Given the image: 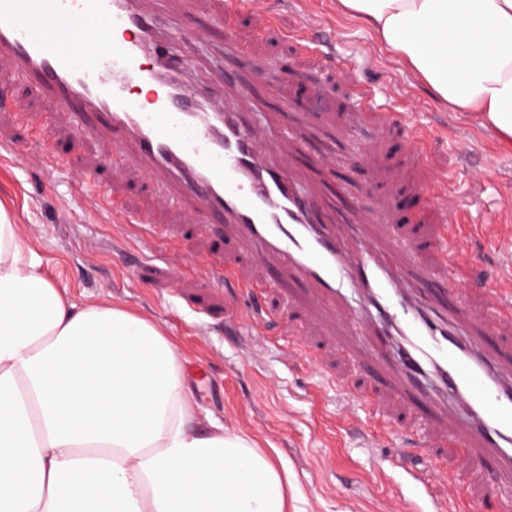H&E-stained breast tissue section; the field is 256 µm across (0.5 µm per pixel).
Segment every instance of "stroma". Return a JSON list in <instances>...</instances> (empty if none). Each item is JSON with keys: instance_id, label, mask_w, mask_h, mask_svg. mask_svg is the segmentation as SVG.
Returning <instances> with one entry per match:
<instances>
[{"instance_id": "35a3bbf8", "label": "stroma", "mask_w": 512, "mask_h": 512, "mask_svg": "<svg viewBox=\"0 0 512 512\" xmlns=\"http://www.w3.org/2000/svg\"><path fill=\"white\" fill-rule=\"evenodd\" d=\"M207 2L196 0L189 13L173 4L166 10L170 23L204 37L203 43L182 46L184 56L203 65L198 82L217 94L225 73H235L269 124L292 129L297 143L308 145L307 153L287 151L288 157L293 172L306 177L324 202L335 203L341 190L352 202L385 203L397 234L430 260L432 226L417 220L432 209L422 183L454 171L451 192L468 206L460 233L468 240L469 260L483 274L479 281L464 277L461 292L491 286L502 268L512 266V223L494 225L486 236L476 230L487 215L512 208V143L452 111L381 50L371 29L341 13L336 0H300L291 9L280 0H259L260 11L273 15L279 28L323 27L333 33L338 49L360 60L358 77L380 86L404 113V122H386L371 146L350 144L346 116L353 103L343 84L317 99L314 77L298 73L289 46L273 36L256 41L254 49L276 58L278 66L256 79L239 57L225 54L224 31L210 24ZM407 122L447 125L466 134L468 142L437 138L419 157L407 142ZM0 137L13 139L30 156L25 165L0 159V202L40 255L45 272L77 303L109 302L156 323L182 358L200 429L220 423L250 436L282 463L288 470L289 512H432L436 499L454 501L458 512H474L473 500L498 476L496 460L486 458L476 472L448 449L417 447L409 409L392 404L385 411L401 423L379 439L368 414L350 401L355 393L376 395L377 383L358 374L348 389L334 387L331 377L345 374L346 367L328 338L315 327L303 344L289 333L290 325L307 318L310 291L297 290L292 302L269 297L270 308L285 312V324L271 340L253 336L245 324L246 295L210 287L200 267L201 260L232 254L223 233L200 235L188 213L156 199L135 165H98V149L84 130L61 123L17 129L0 113ZM45 145L67 158L68 166L57 172L38 167L35 158ZM474 169L484 172L477 188L470 179ZM106 186L124 196L129 211H151L168 227L171 240L141 246L111 215L93 212V196ZM399 455L405 467L394 465ZM412 467L421 469L423 484L409 476Z\"/></svg>"}]
</instances>
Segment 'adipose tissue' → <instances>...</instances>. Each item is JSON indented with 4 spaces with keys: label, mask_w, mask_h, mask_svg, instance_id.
I'll use <instances>...</instances> for the list:
<instances>
[{
    "label": "adipose tissue",
    "mask_w": 512,
    "mask_h": 512,
    "mask_svg": "<svg viewBox=\"0 0 512 512\" xmlns=\"http://www.w3.org/2000/svg\"><path fill=\"white\" fill-rule=\"evenodd\" d=\"M456 112L512 141V0H339ZM0 205V512H288L249 437L194 429L152 321L76 304Z\"/></svg>",
    "instance_id": "adipose-tissue-1"
}]
</instances>
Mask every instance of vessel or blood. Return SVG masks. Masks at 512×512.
I'll return each instance as SVG.
<instances>
[{
	"instance_id": "vessel-or-blood-1",
	"label": "vessel or blood",
	"mask_w": 512,
	"mask_h": 512,
	"mask_svg": "<svg viewBox=\"0 0 512 512\" xmlns=\"http://www.w3.org/2000/svg\"><path fill=\"white\" fill-rule=\"evenodd\" d=\"M209 5L224 25L226 46L249 58L255 78L271 73L272 61L255 55L251 39L233 22L247 16L256 21L255 33L275 32L256 0ZM89 28L111 33L105 48L82 46L80 34ZM279 34L305 68L337 75L349 86L357 107L351 140L384 121L387 99L357 78L345 55L303 32ZM188 36L184 29H158L144 0H0V78L25 81L46 106V122L66 118L108 144L114 161H135L170 206L189 208L192 223L225 225L239 252L273 257L312 287L311 320L346 365L387 369L383 400L364 403L370 414L380 416L387 400L425 401V443L460 449L474 464L497 458L500 490L491 501L496 512H512V364L487 344L488 335L512 323V273L483 289L481 316L459 302L457 254L464 240L457 226L464 213L448 190L451 173L423 184L439 219L441 253L433 267H422L412 247L366 233V225L385 221L383 203L362 215L340 210L326 221L309 186L287 161L269 155L264 117L248 111L242 90L225 84L218 99L187 84L191 63L174 61L172 49ZM406 134L421 155L448 131L411 125ZM93 205L118 214L129 236L143 244L164 236L150 213L124 212L110 189L100 190ZM220 269L213 287L258 285L239 262ZM246 317L256 336L278 319L257 299Z\"/></svg>"
}]
</instances>
